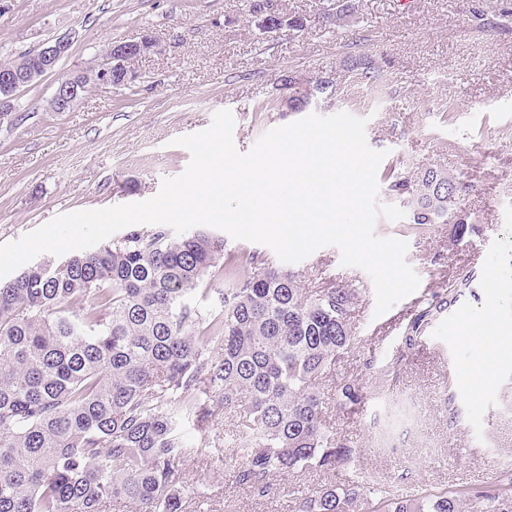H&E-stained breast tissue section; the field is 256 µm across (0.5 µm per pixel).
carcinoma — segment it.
I'll list each match as a JSON object with an SVG mask.
<instances>
[{
	"mask_svg": "<svg viewBox=\"0 0 512 512\" xmlns=\"http://www.w3.org/2000/svg\"><path fill=\"white\" fill-rule=\"evenodd\" d=\"M258 28L288 24L278 11ZM353 16L334 0L336 26ZM342 70L378 78L375 59L349 54ZM337 83H313L288 99L303 112L335 99ZM406 200L411 229L451 225L450 241L475 232L461 209L471 185L461 174L426 167L389 178ZM243 266L250 273L240 274ZM221 280L220 308L187 299ZM358 292L336 283L310 290L268 258L224 248L202 228L179 237L157 226L61 261L35 263L0 282V512H101L113 499L136 512H200L205 493L185 478L186 458L208 456L203 433L217 410L233 414L224 447L237 458L234 482L262 498L277 473L354 462L355 449L325 419L320 381L333 376L356 341L351 322ZM337 409L361 404L348 379L332 382ZM190 422L200 440L184 436ZM512 512L507 482L467 493L391 495L353 480L295 501L296 512Z\"/></svg>",
	"mask_w": 512,
	"mask_h": 512,
	"instance_id": "cac0c4a2",
	"label": "carcinoma"
}]
</instances>
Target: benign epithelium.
<instances>
[{
  "instance_id": "1",
  "label": "benign epithelium",
  "mask_w": 512,
  "mask_h": 512,
  "mask_svg": "<svg viewBox=\"0 0 512 512\" xmlns=\"http://www.w3.org/2000/svg\"><path fill=\"white\" fill-rule=\"evenodd\" d=\"M70 45V39L66 37L47 40L30 57L16 63L14 68L0 72L1 118H7L12 112L11 99L20 88L29 86L57 70ZM157 47L156 40L150 36H145L138 42H115L109 45L104 64L90 71H80L58 79L50 100V108L55 112L68 111L82 98L90 84L112 86L133 81L136 73L132 61L156 50Z\"/></svg>"
}]
</instances>
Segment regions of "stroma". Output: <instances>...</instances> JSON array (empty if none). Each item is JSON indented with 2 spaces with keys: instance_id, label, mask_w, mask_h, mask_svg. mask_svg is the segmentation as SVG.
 <instances>
[{
  "instance_id": "stroma-1",
  "label": "stroma",
  "mask_w": 512,
  "mask_h": 512,
  "mask_svg": "<svg viewBox=\"0 0 512 512\" xmlns=\"http://www.w3.org/2000/svg\"><path fill=\"white\" fill-rule=\"evenodd\" d=\"M350 23L324 20L329 0H278L305 19L302 35L268 37L247 22V0H0V63L68 36L55 74L28 86L0 122V242L13 241L56 215L141 202L166 177L181 174L189 152L176 138L207 129L231 111L234 142L251 149L271 128L299 120L285 111L281 71L306 77L339 71L349 46L380 65L376 82H342L334 103L367 121L369 146L384 152L379 170L413 173L429 165L464 174L472 189L461 203L476 227L449 246V225L428 234L407 220L378 219L375 231L408 244L420 278L412 295L375 316L368 274L321 248L289 269L306 287L330 282L358 288L354 346L336 375L359 383L354 413L326 409L330 426L358 450L362 482L401 493L465 489L497 482L512 470V363L476 386L463 376L485 358L480 343L449 334L467 311L490 310L512 328V25L483 29L474 4L495 14L501 0H353ZM151 35L156 51L134 64L136 79L90 89L67 112L48 107L59 77L100 63L108 45ZM459 283L449 293V283ZM440 294V312L405 349L423 299ZM497 304H490V296ZM207 512H293L295 493L345 482L343 470L309 469L272 477L265 498L233 485L221 461L189 458Z\"/></svg>"
}]
</instances>
